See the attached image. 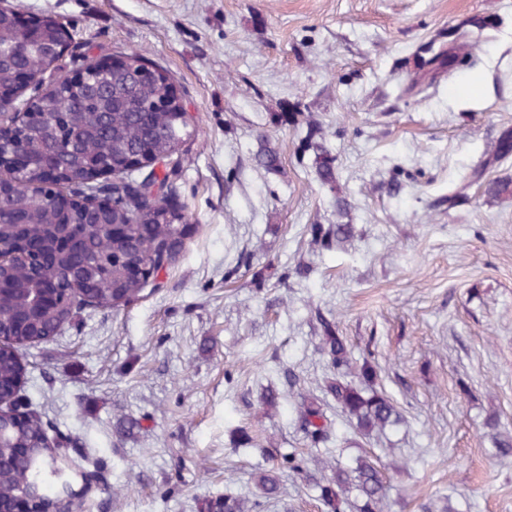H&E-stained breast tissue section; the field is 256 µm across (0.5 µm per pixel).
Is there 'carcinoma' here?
<instances>
[{
    "label": "carcinoma",
    "mask_w": 512,
    "mask_h": 512,
    "mask_svg": "<svg viewBox=\"0 0 512 512\" xmlns=\"http://www.w3.org/2000/svg\"><path fill=\"white\" fill-rule=\"evenodd\" d=\"M65 31L53 20L34 25L15 11L0 13V87L12 90L33 72H46L60 60ZM125 64L79 82H59L50 93L23 99L20 117L8 131L21 147L5 158L10 184L0 190V401L18 398L26 369L17 349L56 335L85 308H119L140 297L147 278L168 268L174 253L164 246L178 232L177 217L161 210L156 192L169 198L176 167L157 174L127 171L136 159L163 158L181 136V122L165 105L169 94L162 72L150 61L124 55ZM117 173L112 182L105 174ZM97 191L101 204L85 208L76 200ZM352 224L320 225L323 246L353 236ZM323 350L336 378L328 392L357 432L368 436L398 424L397 406L371 385L374 372L353 369L350 351L333 322L319 318ZM301 427L315 445L333 438V423L321 406L301 396ZM304 460L290 453L254 474L261 497H278L280 469L302 470ZM325 472L318 500L327 512H383L382 473L366 456L341 467L317 462ZM69 463L49 447L44 422L31 415L19 424L0 418V508L60 512ZM231 495L212 498L203 512H249Z\"/></svg>",
    "instance_id": "obj_1"
}]
</instances>
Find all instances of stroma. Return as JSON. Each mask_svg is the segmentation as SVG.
Here are the masks:
<instances>
[{
	"label": "stroma",
	"mask_w": 512,
	"mask_h": 512,
	"mask_svg": "<svg viewBox=\"0 0 512 512\" xmlns=\"http://www.w3.org/2000/svg\"><path fill=\"white\" fill-rule=\"evenodd\" d=\"M7 5L156 64L194 115L168 272L19 350L21 407L100 473L82 512H201L256 499L251 473L283 454L313 462L287 370L337 462H378L389 512H512V155L472 176L512 134V0ZM341 223L343 247L316 241ZM323 316L399 424L365 438L337 415ZM281 482L264 512H322L304 475ZM353 233L354 225L352 224L319 225L315 230V239L325 247H330L334 243L337 246L352 237ZM298 415L305 435L316 445H325L333 438V423L321 406L308 396H301ZM261 502H254L250 507H247L245 501L233 496L231 494L224 493V497H216L209 499L203 505L204 512H253L254 509L259 508ZM252 508L251 510H247Z\"/></svg>",
	"instance_id": "stroma-1"
}]
</instances>
